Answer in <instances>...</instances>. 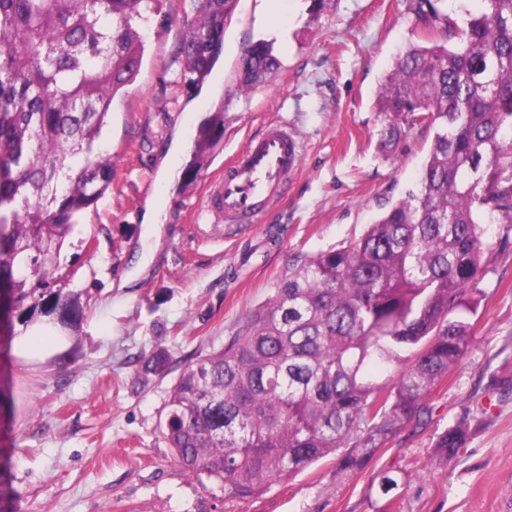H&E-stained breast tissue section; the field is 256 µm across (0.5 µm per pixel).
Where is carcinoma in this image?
<instances>
[{
  "mask_svg": "<svg viewBox=\"0 0 512 512\" xmlns=\"http://www.w3.org/2000/svg\"><path fill=\"white\" fill-rule=\"evenodd\" d=\"M163 0H0V323L59 262L82 214L112 186L100 151L112 104L140 74L143 27ZM454 19L432 0L417 14L442 40L409 41L376 97L378 149H395L419 121L434 130L415 188L359 236L296 267L249 311L224 347L197 358L169 390L159 434L189 474L247 499L336 458L362 473L412 423L465 355L493 243L512 233V0H483ZM224 46L221 0H198L180 39V78L196 84ZM280 66L273 42L237 60L248 91ZM224 131L223 111L200 125L193 158ZM63 329L83 318L57 289L43 309ZM403 366L396 380L377 370ZM157 350L144 371L161 373ZM468 429L440 433L435 460L466 447Z\"/></svg>",
  "mask_w": 512,
  "mask_h": 512,
  "instance_id": "cac0c4a2",
  "label": "carcinoma"
}]
</instances>
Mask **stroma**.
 Wrapping results in <instances>:
<instances>
[{
	"mask_svg": "<svg viewBox=\"0 0 512 512\" xmlns=\"http://www.w3.org/2000/svg\"><path fill=\"white\" fill-rule=\"evenodd\" d=\"M416 0H237L224 48L204 83H178L175 55L194 0H164L147 30L141 72L112 105L102 142L112 188L67 237L60 268L85 311L76 341L53 356H0V512H512V237L497 239L480 283L467 352L429 397L431 415L405 428L361 474L337 478L328 458L258 497L225 498L174 462L157 425L178 375L228 342L246 313L293 268L359 236L417 181L433 132L412 126L378 151L373 101L393 57L422 25ZM274 43L281 67L250 92L236 61ZM224 135L189 168L203 120ZM301 146L283 196L255 224L198 217L208 180L269 124ZM161 222L145 223L148 208ZM170 354L167 372L145 356ZM465 424L469 440L440 465L434 441ZM398 486L379 493L383 473Z\"/></svg>",
	"mask_w": 512,
	"mask_h": 512,
	"instance_id": "35a3bbf8",
	"label": "stroma"
}]
</instances>
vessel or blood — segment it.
Segmentation results:
<instances>
[{
    "instance_id": "1",
    "label": "vessel or blood",
    "mask_w": 512,
    "mask_h": 512,
    "mask_svg": "<svg viewBox=\"0 0 512 512\" xmlns=\"http://www.w3.org/2000/svg\"><path fill=\"white\" fill-rule=\"evenodd\" d=\"M300 165V149L287 125L270 124L224 166L201 206L215 224H254L284 193Z\"/></svg>"
}]
</instances>
